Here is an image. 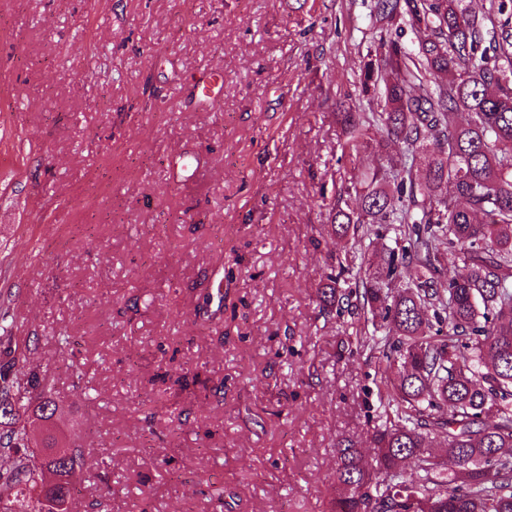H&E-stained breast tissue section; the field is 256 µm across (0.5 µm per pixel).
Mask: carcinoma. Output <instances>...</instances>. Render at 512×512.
Instances as JSON below:
<instances>
[{
  "label": "carcinoma",
  "mask_w": 512,
  "mask_h": 512,
  "mask_svg": "<svg viewBox=\"0 0 512 512\" xmlns=\"http://www.w3.org/2000/svg\"><path fill=\"white\" fill-rule=\"evenodd\" d=\"M462 2L376 0L377 21L424 39L409 50L381 38L361 87L379 74L383 109L341 113L348 150L371 146L386 165L362 173L358 208L333 207L330 223L340 238L383 229L394 246L363 272L331 270L319 300L339 317L371 315L363 343L396 376L371 416L374 458L337 451L331 512H512V28L486 40L488 17ZM449 253L458 270L446 278ZM24 331L0 313V455L15 460L0 474V512H73L108 465L75 438L45 485L32 458L61 444L55 386L30 364L39 337Z\"/></svg>",
  "instance_id": "cac0c4a2"
}]
</instances>
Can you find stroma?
I'll return each mask as SVG.
<instances>
[{
	"label": "stroma",
	"instance_id": "stroma-1",
	"mask_svg": "<svg viewBox=\"0 0 512 512\" xmlns=\"http://www.w3.org/2000/svg\"><path fill=\"white\" fill-rule=\"evenodd\" d=\"M371 3L0 0V312L110 464L76 512H330L337 444L373 456L385 364L317 297L382 251L328 220L378 162L337 119L382 107Z\"/></svg>",
	"mask_w": 512,
	"mask_h": 512
}]
</instances>
